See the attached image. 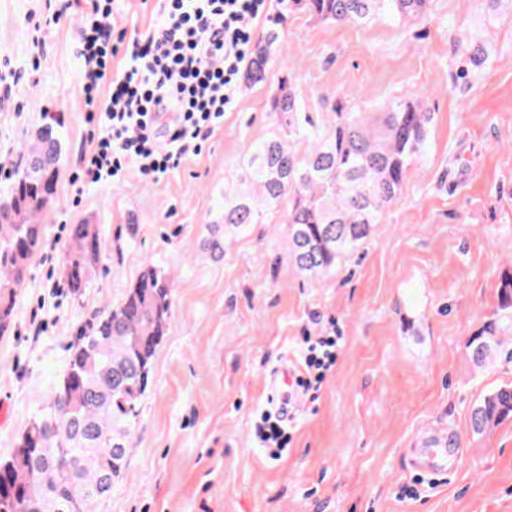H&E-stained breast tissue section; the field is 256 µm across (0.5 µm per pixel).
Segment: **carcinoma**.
<instances>
[{"label":"carcinoma","instance_id":"1","mask_svg":"<svg viewBox=\"0 0 512 512\" xmlns=\"http://www.w3.org/2000/svg\"><path fill=\"white\" fill-rule=\"evenodd\" d=\"M429 0H288L331 23L361 24L378 13L395 21L422 17ZM280 38L276 29L256 43L242 81L266 80ZM462 72L486 64L480 47L463 46ZM327 126L317 125L290 74L271 99L284 136L256 146L244 159L235 189L224 190L219 223L233 231L260 224L265 208L288 199L289 257L297 269L319 277L366 241L382 210L393 204L410 167L423 157L433 119L424 94L393 99L376 117L353 112L343 99L323 98ZM59 125L46 123L27 145L29 163L7 190L12 206L0 212V331L11 321L17 290L30 260L44 245L34 217L43 197L55 194L61 155ZM65 278L75 294L91 281L100 261L94 224H72ZM225 235L214 230L206 248L223 257ZM172 278L153 267L128 285L125 299L79 336L49 403L28 423L13 456L0 462V512H96L127 465L140 401L151 382V359L171 317ZM498 319L468 341L474 366H492L502 353L501 335L512 333V273L504 275ZM512 416V384H504L471 408L472 432L482 436Z\"/></svg>","mask_w":512,"mask_h":512}]
</instances>
